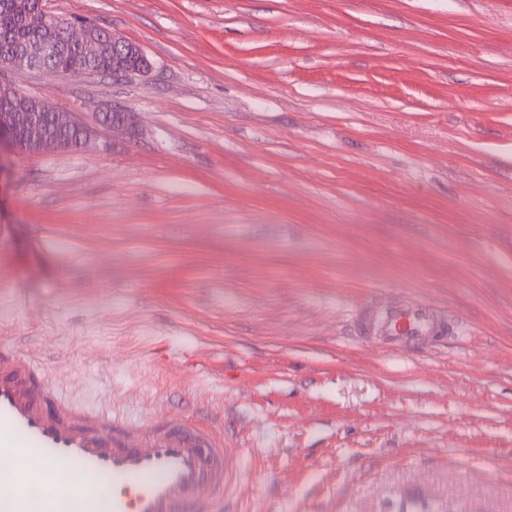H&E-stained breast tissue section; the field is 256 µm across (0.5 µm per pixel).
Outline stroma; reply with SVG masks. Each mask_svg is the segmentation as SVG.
Returning <instances> with one entry per match:
<instances>
[{
  "mask_svg": "<svg viewBox=\"0 0 512 512\" xmlns=\"http://www.w3.org/2000/svg\"><path fill=\"white\" fill-rule=\"evenodd\" d=\"M43 4L153 67L0 73L97 127L0 150V345L132 423L223 408L224 512H512V0ZM400 297L451 337L362 338ZM99 116V124L112 130V134H124L134 136L139 131V118L136 112L112 108V122L104 120V114Z\"/></svg>",
  "mask_w": 512,
  "mask_h": 512,
  "instance_id": "obj_1",
  "label": "stroma"
}]
</instances>
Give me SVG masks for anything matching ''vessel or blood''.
<instances>
[{
    "label": "vessel or blood",
    "mask_w": 512,
    "mask_h": 512,
    "mask_svg": "<svg viewBox=\"0 0 512 512\" xmlns=\"http://www.w3.org/2000/svg\"><path fill=\"white\" fill-rule=\"evenodd\" d=\"M360 322L390 350L430 348L453 330L423 301L375 306ZM57 380L35 351L0 346V512H62L66 498L79 512H216L235 477L222 420L132 424L62 398ZM51 470L71 475L64 492L29 499Z\"/></svg>",
    "instance_id": "1"
}]
</instances>
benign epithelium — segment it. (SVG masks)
Segmentation results:
<instances>
[{
  "label": "benign epithelium",
  "mask_w": 512,
  "mask_h": 512,
  "mask_svg": "<svg viewBox=\"0 0 512 512\" xmlns=\"http://www.w3.org/2000/svg\"><path fill=\"white\" fill-rule=\"evenodd\" d=\"M77 47L79 55L72 66L60 72L49 66V59L63 48ZM112 47L138 59L137 66L127 71L112 73L114 79H127L143 76L152 69V63L136 43L126 40L120 35H112ZM100 52L99 44L90 38L87 28L71 25L59 32L44 30L37 26L35 33L26 46L14 55L0 57V71L28 69L58 75L64 73L70 76L91 74V62ZM45 102L19 93L12 85L0 83V145L7 143L11 147L21 149L14 139L15 128L22 126L26 131L25 140L30 147L38 152L51 150H74L83 146L92 133V129L81 122L71 112L58 111L52 114L53 125L57 135L48 137L37 121V110ZM99 124L117 134L134 136L139 131L137 113L114 109L112 120L99 116Z\"/></svg>",
  "instance_id": "7a95c632"
}]
</instances>
